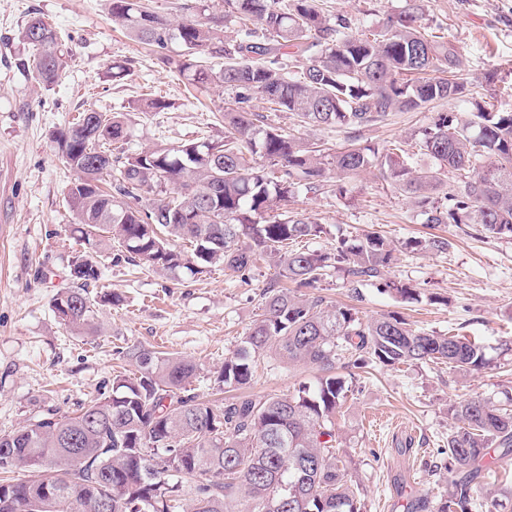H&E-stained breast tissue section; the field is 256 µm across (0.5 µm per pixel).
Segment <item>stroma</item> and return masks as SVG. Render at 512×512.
<instances>
[{
    "instance_id": "obj_1",
    "label": "stroma",
    "mask_w": 512,
    "mask_h": 512,
    "mask_svg": "<svg viewBox=\"0 0 512 512\" xmlns=\"http://www.w3.org/2000/svg\"><path fill=\"white\" fill-rule=\"evenodd\" d=\"M173 21L218 18L226 32L238 27L225 15L224 0H146ZM329 20L346 17L352 30L383 27L406 0H321ZM429 32L451 42L464 78L481 86L500 110L512 109V0H415ZM53 22L62 44L59 82L36 85L21 62L30 54L19 39L28 20ZM128 63L129 76L113 83L114 62ZM164 96L166 109L139 108L142 94ZM231 91L212 85L191 88L187 79L158 64L144 45L113 25L108 0H0V433L33 422L46 410L77 413L89 400L112 390L119 372L135 366L119 357L140 345L192 359L200 370L191 388L210 397L217 371L258 319L265 294L287 287L268 258L249 271L215 266L197 278L146 265L104 260L101 288L117 293L116 305L96 308L97 331L75 335L59 324L51 300L72 286L70 268L82 253L73 233L74 215L65 198L75 174L52 139L78 112H120L128 125V147L172 146L205 134L220 138L217 114ZM434 103L414 112H394L361 134L379 150L413 144ZM351 200L335 194L296 198L288 204L324 225L312 240L328 249L337 237L381 231L397 247L385 279L414 288L411 302L381 292L375 282L351 285L331 272L320 290L326 301L354 307L367 321L391 312L414 329L478 338L489 364L461 372L432 362L376 365L354 372L352 387L335 419L338 456L348 481L361 489L370 512H410L418 499L447 494L452 473L448 436L450 407L462 397L495 403L512 396V239L495 238L475 225L433 228L392 185L373 175L352 177ZM438 234L444 253L418 252L410 240ZM318 368L291 364L275 354L257 361L247 394L286 395L314 381Z\"/></svg>"
}]
</instances>
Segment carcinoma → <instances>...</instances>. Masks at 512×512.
Returning a JSON list of instances; mask_svg holds the SVG:
<instances>
[{"instance_id":"carcinoma-1","label":"carcinoma","mask_w":512,"mask_h":512,"mask_svg":"<svg viewBox=\"0 0 512 512\" xmlns=\"http://www.w3.org/2000/svg\"><path fill=\"white\" fill-rule=\"evenodd\" d=\"M240 20L228 39L220 21L176 24L144 0H112V22L150 46L165 67L175 66L196 87L234 92L220 114L224 136L189 139L173 147L125 148L121 116L87 108L60 129L55 142L76 174L66 188L74 232L85 246L71 264L75 286L56 294L52 310L79 334L92 328L96 300L87 288L102 277L100 258L177 269L194 278L222 264L242 272L255 251L272 259L295 288L265 301L216 378L218 389L241 390L254 376L255 359L273 352L292 364L322 372L294 394L239 395L217 407L189 392L198 368L179 356H158L130 346L132 377L117 375L112 393L72 416L46 410L37 420L0 434V512H367L348 484L333 451L335 417L348 393L336 363L395 366L440 361L461 371L488 365L475 338L417 331L400 316L362 321L353 308L324 304L318 289L332 269L358 283L380 279L394 248L376 231L339 237L328 251L308 243L324 233L318 220L280 212L291 199L324 192L331 175L370 172L399 186L427 224H476L486 234L512 238V112L474 102L475 111L436 112L415 134L422 166L359 142L362 130L391 112L474 95L462 77L453 44L429 37L418 8L406 5L381 29L353 32L339 18L330 24L316 0H224ZM19 38L34 51L37 84L61 76L57 31L34 17ZM177 41L179 58L166 53ZM259 95L300 127L348 129L351 143L337 151L305 142L248 103ZM455 172L460 184H445ZM173 187L168 192L167 187ZM252 245L243 247L241 238ZM193 245L191 256L178 241ZM416 250L443 253L448 240H413ZM381 290L403 301L415 290L391 281ZM455 427L448 458L459 465L448 495L430 512H475L473 485L486 470L488 449L512 456V397L502 405L469 397L451 407ZM23 468L27 476L8 474ZM49 483V496L33 489ZM112 484V505L100 500Z\"/></svg>"}]
</instances>
